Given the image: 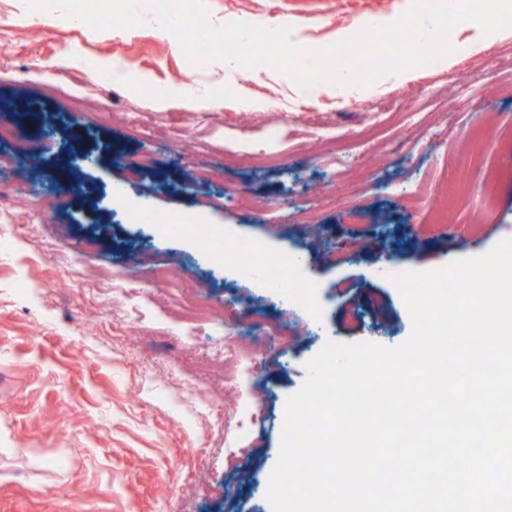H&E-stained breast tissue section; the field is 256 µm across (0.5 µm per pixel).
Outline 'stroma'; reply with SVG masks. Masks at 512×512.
Here are the masks:
<instances>
[{"instance_id":"35a3bbf8","label":"stroma","mask_w":512,"mask_h":512,"mask_svg":"<svg viewBox=\"0 0 512 512\" xmlns=\"http://www.w3.org/2000/svg\"><path fill=\"white\" fill-rule=\"evenodd\" d=\"M208 21L288 23L302 48L396 21L412 0H204ZM61 10L0 0V125L27 133L18 218L41 209L39 235L0 222V512H272L266 498L288 398L326 342L395 347L411 316L382 267L425 270L480 255L512 227V30L464 22L458 47L428 69L369 85L304 90L274 68L226 61L192 73L153 23L96 31ZM111 70L95 109L73 123L61 95L81 97ZM152 97H144V87ZM476 165H461L469 151ZM153 160L136 172L135 161ZM218 167L209 187L194 167ZM191 206L226 238L304 253L328 333L310 329L261 281H241L194 236L126 224L124 209ZM176 266L180 280L156 277ZM134 269L129 301L96 311L101 270ZM207 286L229 313L286 320L291 349L271 348L248 397L193 373L215 343L180 320L181 279ZM259 422L247 452L237 415Z\"/></svg>"}]
</instances>
